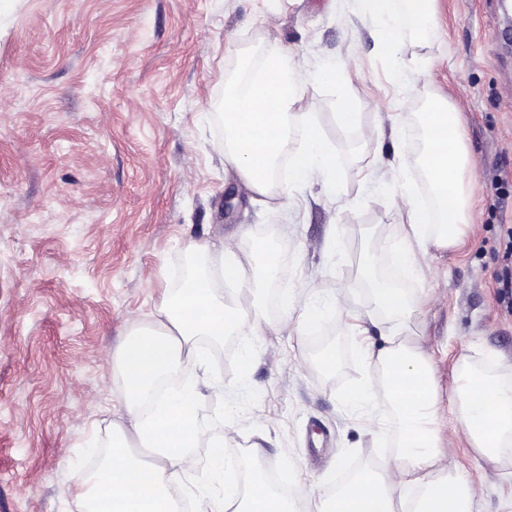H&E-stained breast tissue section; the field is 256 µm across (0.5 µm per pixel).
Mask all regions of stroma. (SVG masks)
<instances>
[{
	"instance_id": "stroma-1",
	"label": "stroma",
	"mask_w": 512,
	"mask_h": 512,
	"mask_svg": "<svg viewBox=\"0 0 512 512\" xmlns=\"http://www.w3.org/2000/svg\"><path fill=\"white\" fill-rule=\"evenodd\" d=\"M510 31L502 0H434L432 26L404 21L388 55L360 0H16L0 17V512H69L75 477L112 448L117 350L175 291L193 243L223 238L252 276L254 232L280 257L279 279L232 298L245 327L196 342L224 382L208 392L209 436L229 461L259 444L253 470L290 488L340 487L345 470H371L393 445L378 371L347 323L370 317L378 346L396 323L375 307L370 275L424 298L405 332L430 353L441 392L462 361L512 364V299L496 278L512 268ZM279 51L302 62L292 110L313 113L330 144L340 202L284 178L253 195L224 160L225 84ZM327 61L341 63L340 84L313 80ZM344 95L360 127L392 115L412 129L434 99L459 112L471 219L455 247L428 250L419 274L381 262L408 231V199L428 189L417 149L396 155L340 127ZM373 169L391 182L386 202L363 180ZM316 288L334 294L335 312L290 334L280 296L301 302ZM257 312L270 324L262 336L247 325ZM326 352L335 361L319 366ZM364 385L377 391V418L349 405ZM439 446L486 512L512 497V458L478 459L461 434Z\"/></svg>"
}]
</instances>
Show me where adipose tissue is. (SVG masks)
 <instances>
[{"mask_svg":"<svg viewBox=\"0 0 512 512\" xmlns=\"http://www.w3.org/2000/svg\"><path fill=\"white\" fill-rule=\"evenodd\" d=\"M298 61L271 55L248 81L229 85L224 96V159L251 193L268 195L270 172L290 153L292 187L318 184L324 197H339L332 150L311 113H292L300 95ZM424 146L416 163L428 176L431 201L408 210L409 232L390 254L391 263L419 272L428 247L454 246L468 222L471 166L463 130L452 105L435 104L418 113ZM300 126L298 145L291 126ZM278 258L266 253L258 278L245 276L239 260L209 263L162 305L157 318L132 329L114 361L125 389V422L112 425V454L96 473L78 481L74 512H181L193 500L196 512H298L297 503L317 487H299L288 497L259 474L250 476L243 497L224 491L226 463L214 450L200 463L194 450L205 439L208 408L207 357L195 340L220 342L243 323L226 303L225 291L246 292L275 280ZM224 282L225 291L215 288ZM380 368L399 433L396 452L375 473L354 478L324 498L321 512H484L481 497L462 474L443 465L437 449L439 393L430 356L403 329L390 331L384 347L366 351ZM448 430L464 432L477 454L495 461L512 451V382L471 370L448 393Z\"/></svg>","mask_w":512,"mask_h":512,"instance_id":"ef3b65f1","label":"adipose tissue"}]
</instances>
